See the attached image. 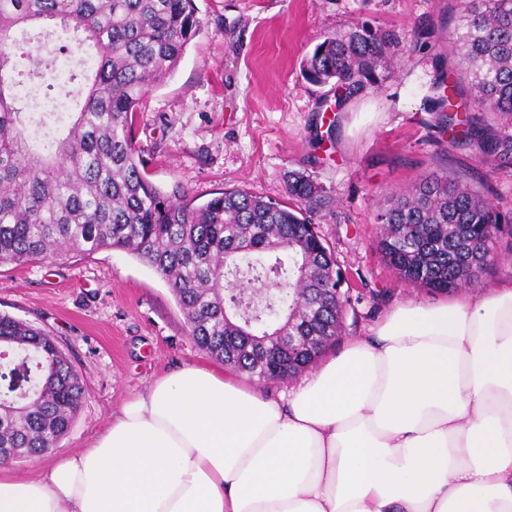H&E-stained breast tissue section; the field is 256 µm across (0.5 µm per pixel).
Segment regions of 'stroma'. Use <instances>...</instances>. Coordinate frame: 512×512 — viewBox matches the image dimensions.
<instances>
[{
  "mask_svg": "<svg viewBox=\"0 0 512 512\" xmlns=\"http://www.w3.org/2000/svg\"><path fill=\"white\" fill-rule=\"evenodd\" d=\"M195 4L200 33L136 114L134 140L151 181L181 183L202 202L231 187L285 202L287 171L309 174L324 190L313 222L351 297L333 355L399 304L443 301V293L405 285L382 261L375 215L388 195L433 168L488 186L497 208L512 212V166L487 172L467 151L443 148L434 127L431 86L449 60L416 47L415 37L447 41L457 25L454 0ZM362 21L401 35L405 48L390 78L336 112L334 95L303 78L301 61L327 34ZM0 313L57 338L83 381V407L52 460L88 447L114 410L164 373L211 361L189 338L162 277L122 250L0 267Z\"/></svg>",
  "mask_w": 512,
  "mask_h": 512,
  "instance_id": "stroma-1",
  "label": "stroma"
}]
</instances>
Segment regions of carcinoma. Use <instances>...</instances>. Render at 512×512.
<instances>
[{"label":"carcinoma","mask_w":512,"mask_h":512,"mask_svg":"<svg viewBox=\"0 0 512 512\" xmlns=\"http://www.w3.org/2000/svg\"><path fill=\"white\" fill-rule=\"evenodd\" d=\"M451 44L457 61L434 86L436 127L485 168L512 164V0H457ZM201 21L194 0H0V266L58 263L101 249L130 252L167 283L193 342L233 369L265 382L297 377L341 335L345 312L329 294L335 259L312 222L323 189L288 173L293 202L243 189L202 204L175 184L147 177L132 136L144 95L177 66ZM61 31L81 58L67 132L49 112H31L17 88L41 87L53 61L28 55L14 81V50ZM391 30L357 23L325 36L301 62L305 79L340 90L343 108L401 50ZM60 122L63 115L55 116ZM377 249L399 279L448 292L476 283L500 259L506 215L478 189L429 170L381 208ZM281 310L276 320L267 314ZM28 362L29 392L0 401V463L53 448L84 401L64 350L33 324L0 314V366Z\"/></svg>","instance_id":"carcinoma-1"}]
</instances>
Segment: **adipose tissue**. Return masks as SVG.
Listing matches in <instances>:
<instances>
[{
  "label": "adipose tissue",
  "mask_w": 512,
  "mask_h": 512,
  "mask_svg": "<svg viewBox=\"0 0 512 512\" xmlns=\"http://www.w3.org/2000/svg\"><path fill=\"white\" fill-rule=\"evenodd\" d=\"M0 512H512V283L398 305L272 395L184 365Z\"/></svg>",
  "instance_id": "1"
}]
</instances>
